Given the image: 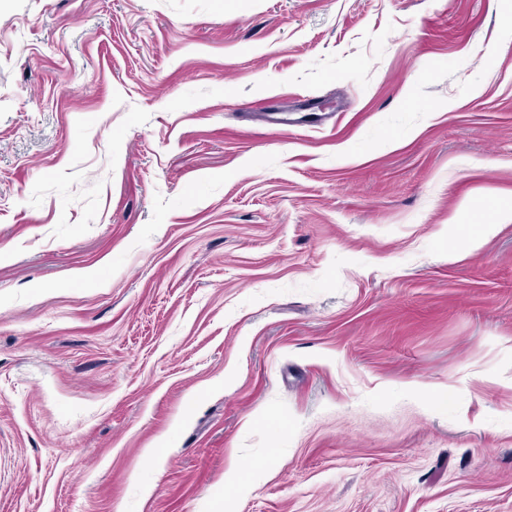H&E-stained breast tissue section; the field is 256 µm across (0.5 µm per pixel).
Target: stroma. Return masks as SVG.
Instances as JSON below:
<instances>
[{
	"label": "stroma",
	"instance_id": "1",
	"mask_svg": "<svg viewBox=\"0 0 512 512\" xmlns=\"http://www.w3.org/2000/svg\"><path fill=\"white\" fill-rule=\"evenodd\" d=\"M510 13L0 0V512H512Z\"/></svg>",
	"mask_w": 512,
	"mask_h": 512
}]
</instances>
